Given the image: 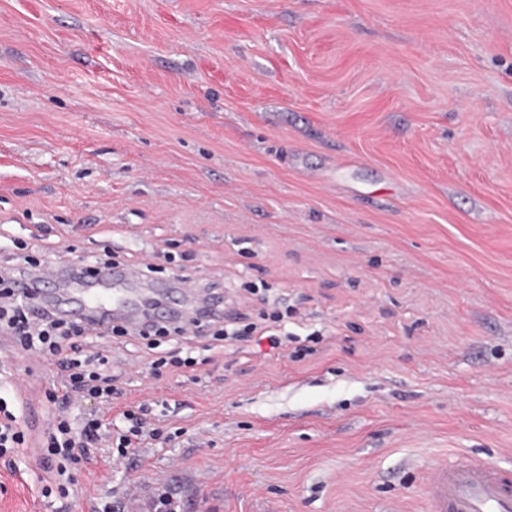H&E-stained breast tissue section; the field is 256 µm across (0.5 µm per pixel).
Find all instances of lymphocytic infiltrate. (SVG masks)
<instances>
[{
	"label": "lymphocytic infiltrate",
	"instance_id": "f902f5d3",
	"mask_svg": "<svg viewBox=\"0 0 512 512\" xmlns=\"http://www.w3.org/2000/svg\"><path fill=\"white\" fill-rule=\"evenodd\" d=\"M0 334L9 337L17 350L34 353L56 367L58 384L45 392L53 426L42 443L43 495L55 491L68 497L78 485L70 466L89 460L97 449L120 460L140 441L163 439V430L151 425L142 404L126 407L121 413L125 429L113 431L115 377L112 360L98 343V332L54 309L33 307L17 291L15 269L5 266H0ZM78 398L94 401L95 407L76 423L69 409Z\"/></svg>",
	"mask_w": 512,
	"mask_h": 512
}]
</instances>
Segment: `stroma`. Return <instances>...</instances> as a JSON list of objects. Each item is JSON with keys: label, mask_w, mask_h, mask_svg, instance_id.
<instances>
[{"label": "stroma", "mask_w": 512, "mask_h": 512, "mask_svg": "<svg viewBox=\"0 0 512 512\" xmlns=\"http://www.w3.org/2000/svg\"><path fill=\"white\" fill-rule=\"evenodd\" d=\"M48 229L258 335L120 394L173 434L79 480L97 512H424L426 465L512 466V0H0V265ZM28 369L0 512H57Z\"/></svg>", "instance_id": "obj_1"}]
</instances>
